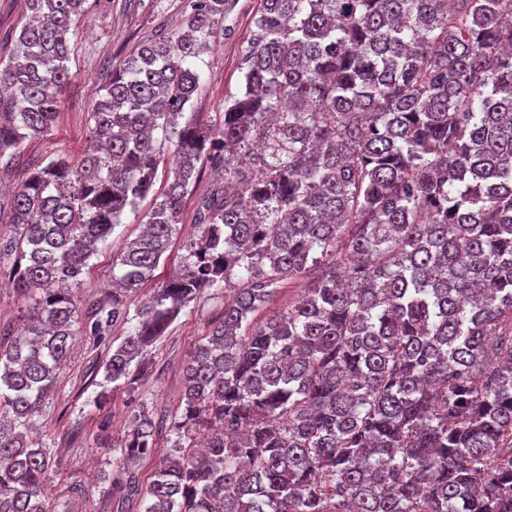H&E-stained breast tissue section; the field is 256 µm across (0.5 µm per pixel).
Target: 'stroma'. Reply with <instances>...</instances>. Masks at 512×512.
Segmentation results:
<instances>
[{"mask_svg":"<svg viewBox=\"0 0 512 512\" xmlns=\"http://www.w3.org/2000/svg\"><path fill=\"white\" fill-rule=\"evenodd\" d=\"M259 4L260 0H228L227 14L210 40V50L194 61L202 90L186 107L185 117L218 120L225 99L240 93V65ZM86 7L70 40V81L60 97L54 128L46 136L26 140L13 163L0 161L1 214H9L13 187L33 168L57 156L74 164L82 161L90 144L89 112L113 70L122 67L141 41L176 31L182 22L183 0H87ZM173 165L172 151H165L151 197L139 202L136 210L125 212L106 244L89 259L82 285L75 291L81 304L111 308L112 256L139 234L153 197L165 189ZM208 190L204 178L192 186L171 248L153 279L141 288L140 297L150 296L181 265L186 245L197 231V202ZM223 310V289L200 293L148 349L131 390L106 381L104 371L113 345L127 335L129 324H114L101 342L81 333L74 336L39 418L42 442L53 461L46 488L51 512H139L138 499L124 497L126 477L134 475L139 486H147L171 440L160 435L155 452L127 469L122 464L126 436L140 413L169 420L180 415L183 365Z\"/></svg>","mask_w":512,"mask_h":512,"instance_id":"obj_1","label":"stroma"}]
</instances>
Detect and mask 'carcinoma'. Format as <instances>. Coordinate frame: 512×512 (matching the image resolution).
<instances>
[{
	"label": "carcinoma",
	"mask_w": 512,
	"mask_h": 512,
	"mask_svg": "<svg viewBox=\"0 0 512 512\" xmlns=\"http://www.w3.org/2000/svg\"><path fill=\"white\" fill-rule=\"evenodd\" d=\"M86 2L27 0L0 59V159L52 129ZM224 7L184 0L181 31L141 42L94 103L103 147L15 188L0 256L34 305L0 328V512H48L36 418L74 336L71 289L167 146L172 180L112 258V308L87 312L98 339L128 319L209 171L181 269L105 363L133 384L182 311L226 291L182 414L127 435L128 461L176 435L147 487L128 483L144 512H512V0H260L240 94L220 123L182 124ZM300 289L301 288L298 285L294 284L289 287L286 286L285 288H279L266 308L259 312L257 320H262L267 314L273 311L282 310L288 307L289 303H292L298 298Z\"/></svg>",
	"instance_id": "1"
}]
</instances>
